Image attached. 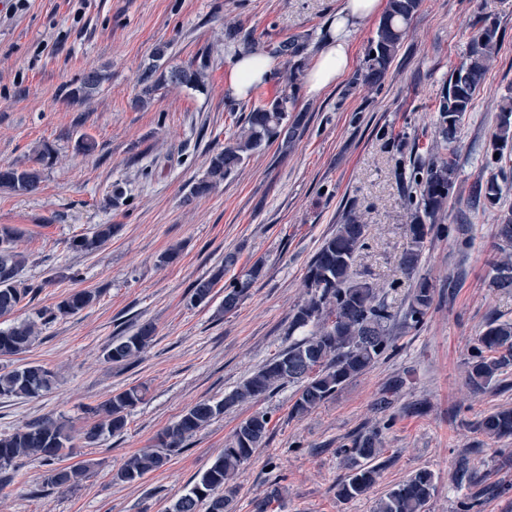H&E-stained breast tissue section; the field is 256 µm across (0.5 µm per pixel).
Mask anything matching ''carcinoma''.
Segmentation results:
<instances>
[{
	"mask_svg": "<svg viewBox=\"0 0 512 512\" xmlns=\"http://www.w3.org/2000/svg\"><path fill=\"white\" fill-rule=\"evenodd\" d=\"M421 0H388V11L381 18L375 37L369 47L364 79L379 80L394 61L407 34L409 22ZM478 35L471 41L465 61L454 70L444 86L438 102L437 122L442 143L455 139L458 124L471 107L474 95L498 53V32L486 15L479 17ZM227 39L246 53L271 56L286 62H302L308 42L302 38L286 39L268 44L239 28H232ZM169 45L160 44L152 53L153 63L140 75L143 94L173 85L191 89L205 85L208 63L191 62L185 66H168ZM101 74L96 70L84 72L79 84L70 90L69 97L82 100L92 97L100 87ZM296 100L282 94L274 98L258 97L251 103L244 124L235 136L210 159L206 173L189 186L187 199L210 194L224 183L248 158L262 152L274 141H293L300 119L291 112ZM497 150L502 151L512 140V106L502 108ZM51 158V150L39 148L36 165L20 167L0 163V190L30 194L40 188L42 166ZM456 174L453 157L439 154L417 166L412 195L406 200L408 224L407 244L399 266L403 275L416 277L432 234L440 232L436 221L448 210ZM499 186L493 181L478 182L472 190L475 203L495 204ZM114 224H99L90 236L72 240V248L92 251L112 238ZM366 223L361 213L350 208L344 223L338 225L333 236L325 239L310 261L306 272L308 299L297 307L288 335L297 331L304 337L246 378L224 399L200 401L188 408L164 433L162 448L146 450L129 458L116 477L133 482L163 467L169 456L185 447V442L201 428L224 415L237 405L260 396L269 395L287 384L298 386L292 412L303 415L332 398L352 379L368 371L384 355L396 348L393 329L396 313L377 286L362 278L355 270L360 249L364 246ZM17 232L0 226V317L11 314L22 302L27 289L19 286V274L24 256L16 250ZM494 258L490 262V285L498 290H512V217L498 225ZM238 253L224 255V264L209 278L195 281L191 286L190 302L209 303L213 288L224 274L235 267ZM262 272V265L251 268L224 284V301L220 312L229 313L250 295L251 288ZM99 292L77 289L57 305L56 313L69 316L93 305ZM435 299L432 283L417 277L404 324L417 329L425 321ZM155 330L149 323L141 324L135 332L119 336L105 350L107 360L114 363L132 362L149 345ZM37 336L36 323L24 321L0 330V357L18 355L30 348ZM512 371V320L490 319L486 328L476 337L466 361V381L471 391L478 394L505 380ZM54 383L53 375L41 365L27 363L13 368H0V398H30L47 392ZM143 400L137 387L113 394L92 408L99 421L86 433V441L94 443L103 436H118L127 425L129 411ZM477 430L492 439L512 437V409L491 411L477 421ZM269 431V418L256 413L245 419L235 430L221 454L197 475L186 494L181 496L169 512H231L238 494L235 479L240 466L261 447ZM66 422L45 419L12 433L0 434V471L17 466L25 458L40 460L49 466V482L69 489L84 476L85 468L78 465L59 466L57 461L70 443ZM383 451L381 432H367L342 450L346 476L338 483L336 495L351 501L364 495L380 475L376 464ZM435 490L434 473L420 469L388 491L375 503L373 512H426V506Z\"/></svg>",
	"mask_w": 512,
	"mask_h": 512,
	"instance_id": "carcinoma-1",
	"label": "carcinoma"
}]
</instances>
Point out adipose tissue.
Here are the masks:
<instances>
[{"mask_svg":"<svg viewBox=\"0 0 512 512\" xmlns=\"http://www.w3.org/2000/svg\"><path fill=\"white\" fill-rule=\"evenodd\" d=\"M387 7V0H346L335 20L325 47L320 51L307 75L309 96H320L327 88L347 75L353 64V35L371 18L380 16ZM274 63L263 57L239 54L232 58L224 84L234 97L245 98L271 81Z\"/></svg>","mask_w":512,"mask_h":512,"instance_id":"1","label":"adipose tissue"}]
</instances>
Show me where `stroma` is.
<instances>
[{
  "label": "stroma",
  "instance_id": "35a3bbf8",
  "mask_svg": "<svg viewBox=\"0 0 512 512\" xmlns=\"http://www.w3.org/2000/svg\"><path fill=\"white\" fill-rule=\"evenodd\" d=\"M343 0H0V163L29 166L48 143L54 160L32 194L0 191V224L18 230L20 273L29 293L0 329L36 319L38 336L9 365H42L56 377L36 398L0 399V433L46 418L73 426L67 463L89 470L70 489L48 480V468L26 459L0 476V512H167L196 476L220 454L239 423L269 418L265 445L237 476L233 512H256L272 489L267 512H372L377 499L415 471L431 470L436 489L426 512H512V437L491 439L476 429L487 412L512 408V387L475 394L465 383L466 359L491 316L512 320V292L490 288L497 219L512 211V151L496 158L494 135L503 106L512 103V0H422L402 48L377 83L358 80L375 36L369 20L354 35V67L317 98L290 90L280 78L264 96L294 92L304 128L290 147L272 144L252 156L210 195L185 202L187 185L201 178L210 157L237 130L250 99L226 94L224 74L234 48L227 27L263 42L308 38L312 66L326 28ZM490 15L500 50L452 148L456 179L442 224L463 225L464 236L439 233L420 274L435 301L417 329L395 327L396 349L331 399L292 416L295 385L235 407L199 430L184 449L142 480L116 474L128 457L155 447L167 426L201 400L218 401L290 343L288 324L308 297L307 266L343 213L357 208L367 224L358 273L405 311L411 281L398 262L406 246L407 180L429 159L437 137V100L477 33L475 16ZM170 42L169 63L208 55L203 89L166 86L148 106L134 103L140 73L156 44ZM97 69L100 90L87 102L68 94L83 73ZM93 153L74 149L79 136ZM500 187L495 205L471 207L475 180ZM125 198L108 205L114 183ZM99 224L116 225L111 240L92 252L72 249L75 237ZM181 244L180 258L161 255ZM238 265L262 262L248 298L221 315L216 286L210 303L189 302L190 287L217 270L228 252ZM99 290L98 300L73 316L55 315L73 290ZM149 322L151 344L131 365L106 360L114 337ZM403 385L390 407L380 397L394 380ZM140 386L144 400L128 415L123 434L86 444L92 407L113 393ZM383 431L384 467L363 496L346 502L336 485L346 470L338 454L355 435ZM483 473L460 482L461 461Z\"/></svg>",
  "mask_w": 512,
  "mask_h": 512
}]
</instances>
